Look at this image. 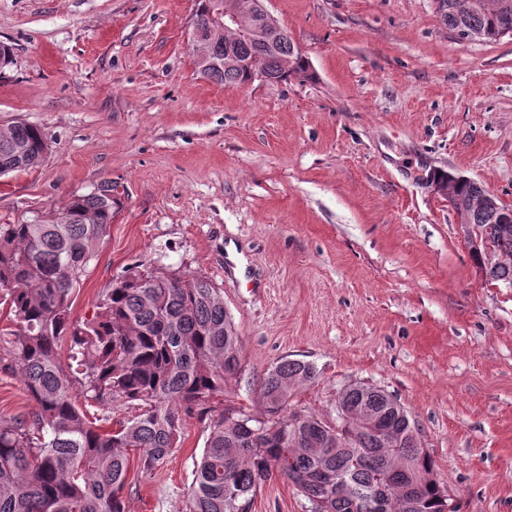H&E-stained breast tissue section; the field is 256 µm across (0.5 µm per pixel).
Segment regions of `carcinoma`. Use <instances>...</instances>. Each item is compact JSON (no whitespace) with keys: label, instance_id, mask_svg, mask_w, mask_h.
Masks as SVG:
<instances>
[{"label":"carcinoma","instance_id":"1","mask_svg":"<svg viewBox=\"0 0 512 512\" xmlns=\"http://www.w3.org/2000/svg\"><path fill=\"white\" fill-rule=\"evenodd\" d=\"M192 19L209 27L211 0H196ZM437 0L442 23L480 40L512 33V0ZM232 50L253 59L273 83L310 78L307 61L283 36L274 45L231 27L207 45L218 57ZM209 78L252 82L237 67ZM45 134L22 121L0 129V176L40 165ZM469 224L486 233L498 264L487 279L512 286V223L499 224L486 207L489 191L467 179L450 186ZM121 206L112 182L71 198L54 217L0 224V306L11 326L0 328V370L18 372L36 405L30 414L0 422V512H129L131 453L145 475L176 447L183 416L210 413L209 402L242 374L239 336L223 290L205 276L185 278L164 268L133 266L118 278L97 311L71 320L72 296ZM69 343L68 362L60 343ZM315 380L314 369L284 360L260 386L264 415L235 410L211 416L209 435L194 461L190 512H241L278 473L298 487L311 512H442L445 488L429 481L432 459L410 434L407 413L389 408L377 392L352 389L340 398L350 409H370L379 422H351L336 436L331 421L309 414L297 426L288 412L292 389ZM80 385L86 403L131 406L126 419L97 424L72 398ZM333 477L350 491L336 492Z\"/></svg>","mask_w":512,"mask_h":512}]
</instances>
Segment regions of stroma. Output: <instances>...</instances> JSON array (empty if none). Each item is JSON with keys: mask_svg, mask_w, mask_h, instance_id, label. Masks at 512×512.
Here are the masks:
<instances>
[{"mask_svg": "<svg viewBox=\"0 0 512 512\" xmlns=\"http://www.w3.org/2000/svg\"><path fill=\"white\" fill-rule=\"evenodd\" d=\"M311 80L197 73L195 0H0V125L39 127L36 169L0 177V224L49 218L112 181L123 206L76 290L91 317L136 264L224 290L243 372L210 402L258 412L283 359L316 370L292 411L343 387L392 394L458 512H512V288L488 282L437 172L512 207V34L463 41L434 0H265ZM208 418L183 422L130 512H189ZM272 475L251 512H308Z\"/></svg>", "mask_w": 512, "mask_h": 512, "instance_id": "obj_1", "label": "stroma"}]
</instances>
